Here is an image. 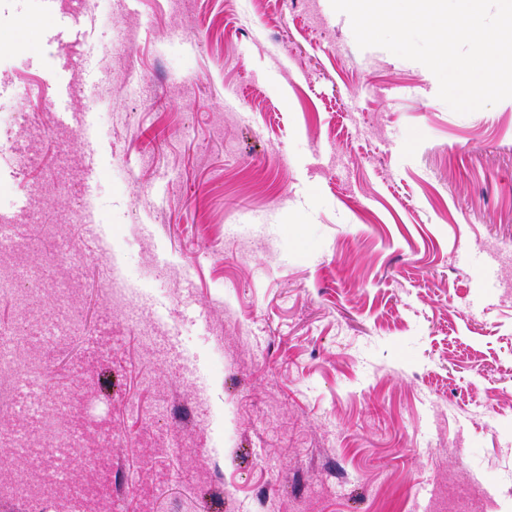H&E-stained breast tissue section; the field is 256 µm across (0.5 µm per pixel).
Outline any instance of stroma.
<instances>
[{"label":"stroma","mask_w":512,"mask_h":512,"mask_svg":"<svg viewBox=\"0 0 512 512\" xmlns=\"http://www.w3.org/2000/svg\"><path fill=\"white\" fill-rule=\"evenodd\" d=\"M7 8L0 124L64 106L73 134L0 164L41 271L0 301L38 338L0 386L47 365L33 440L88 394L106 469L70 484L107 512H455L481 483L474 512H512V100L452 111L330 0H101L70 34ZM112 265L140 327L110 316ZM63 270L66 340L39 321Z\"/></svg>","instance_id":"obj_1"}]
</instances>
